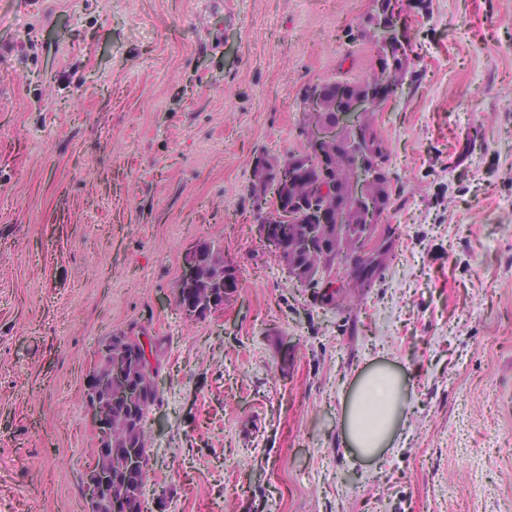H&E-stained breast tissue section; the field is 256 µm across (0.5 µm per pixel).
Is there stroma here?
Listing matches in <instances>:
<instances>
[{"mask_svg": "<svg viewBox=\"0 0 512 512\" xmlns=\"http://www.w3.org/2000/svg\"><path fill=\"white\" fill-rule=\"evenodd\" d=\"M375 119L394 249L353 309L269 257L256 156L306 148L300 93L375 69L371 0H0V512H89L84 380L143 337L147 512H512V0H405ZM208 241L237 291L175 301ZM405 382L360 460L342 400ZM405 408L398 374L387 367L368 370L344 400L343 441L362 457H376L395 445Z\"/></svg>", "mask_w": 512, "mask_h": 512, "instance_id": "stroma-1", "label": "stroma"}]
</instances>
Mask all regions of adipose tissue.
<instances>
[{
	"instance_id": "1",
	"label": "adipose tissue",
	"mask_w": 512,
	"mask_h": 512,
	"mask_svg": "<svg viewBox=\"0 0 512 512\" xmlns=\"http://www.w3.org/2000/svg\"><path fill=\"white\" fill-rule=\"evenodd\" d=\"M406 399L396 372L375 367L365 372L343 403L342 437L365 458L393 447L405 416Z\"/></svg>"
}]
</instances>
